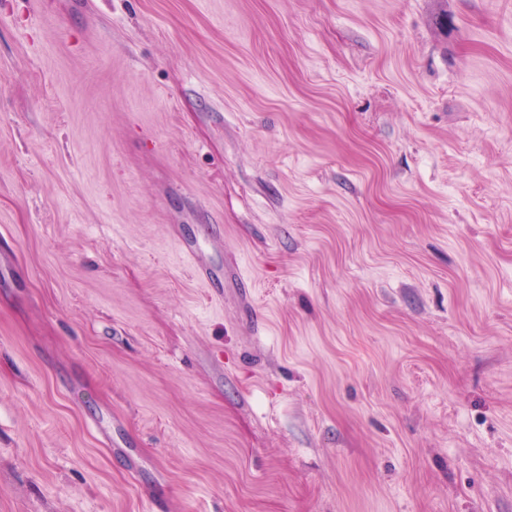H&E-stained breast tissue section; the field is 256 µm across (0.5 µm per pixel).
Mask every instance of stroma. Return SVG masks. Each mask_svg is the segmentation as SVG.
<instances>
[{
  "instance_id": "1",
  "label": "stroma",
  "mask_w": 512,
  "mask_h": 512,
  "mask_svg": "<svg viewBox=\"0 0 512 512\" xmlns=\"http://www.w3.org/2000/svg\"><path fill=\"white\" fill-rule=\"evenodd\" d=\"M0 512H512V0H0Z\"/></svg>"
}]
</instances>
